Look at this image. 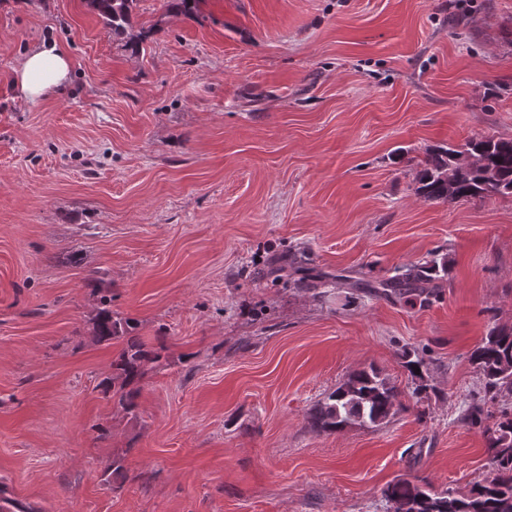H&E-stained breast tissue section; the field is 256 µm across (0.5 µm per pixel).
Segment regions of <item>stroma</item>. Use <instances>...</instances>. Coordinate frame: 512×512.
Masks as SVG:
<instances>
[{"label":"stroma","instance_id":"35a3bbf8","mask_svg":"<svg viewBox=\"0 0 512 512\" xmlns=\"http://www.w3.org/2000/svg\"><path fill=\"white\" fill-rule=\"evenodd\" d=\"M53 41L61 94L15 69ZM512 139V0H0V496L30 512H389L394 479L465 491L491 464L471 352L512 329V196L428 201V150ZM448 258L424 304L379 281ZM161 358L125 412L101 298ZM411 350L430 392L413 393ZM383 424L314 428L356 369ZM123 475L112 474L110 464ZM105 27L113 34L124 32L136 0H90ZM71 63L55 42L28 50L16 69V83L29 101H37L63 88L69 81Z\"/></svg>","mask_w":512,"mask_h":512}]
</instances>
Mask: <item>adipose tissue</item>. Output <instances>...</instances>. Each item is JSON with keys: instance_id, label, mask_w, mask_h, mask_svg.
<instances>
[{"instance_id": "1", "label": "adipose tissue", "mask_w": 512, "mask_h": 512, "mask_svg": "<svg viewBox=\"0 0 512 512\" xmlns=\"http://www.w3.org/2000/svg\"><path fill=\"white\" fill-rule=\"evenodd\" d=\"M70 72L67 54L56 43L45 42L24 54L16 70V83L22 95L34 102L63 88Z\"/></svg>"}]
</instances>
